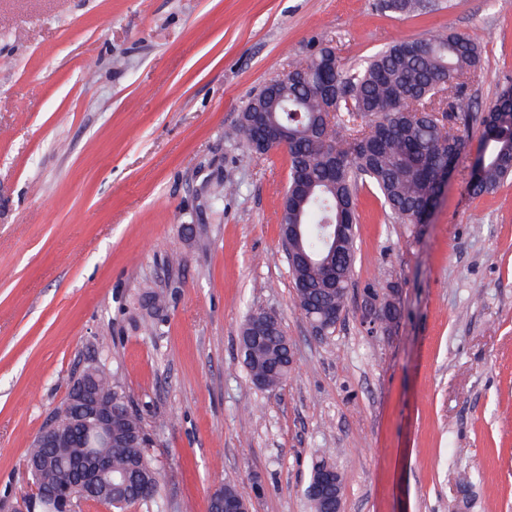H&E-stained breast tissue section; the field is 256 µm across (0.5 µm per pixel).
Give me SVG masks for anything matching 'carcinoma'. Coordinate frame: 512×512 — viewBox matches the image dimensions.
Returning a JSON list of instances; mask_svg holds the SVG:
<instances>
[{
    "label": "carcinoma",
    "mask_w": 512,
    "mask_h": 512,
    "mask_svg": "<svg viewBox=\"0 0 512 512\" xmlns=\"http://www.w3.org/2000/svg\"><path fill=\"white\" fill-rule=\"evenodd\" d=\"M381 9L408 15L425 7L423 0H381ZM479 46L462 33L443 32L426 39H395L358 68L343 67L335 48L326 45L296 63L288 74L275 78L250 97L243 112L261 110L288 127L290 173L282 205L281 224H304L299 240L283 250L298 261L290 266L301 299L326 300L325 271L306 258L327 248V224H347L346 246L336 259V281L348 287L355 264L357 192L369 185L384 210L404 224L421 223L425 207L439 191L438 173L458 162L465 145L461 129L470 115L462 101L469 84L479 77ZM336 89L331 109L325 108L326 90ZM482 133L466 189L472 195L488 193L512 178V86L503 88L480 116ZM251 379L269 375L268 388L278 386L289 372L288 348L283 336L266 337L244 355ZM95 383L112 396V407L122 412L112 424V473L125 476L124 486L112 492L87 491L66 479L67 468L31 472L32 485L52 493L72 484V503L94 500L112 512L139 504L147 512H164L160 472L148 455L152 443L139 411L118 370L105 364L93 368ZM55 416L74 426L75 448H59L66 460L93 452L84 447L79 405L67 400Z\"/></svg>",
    "instance_id": "cac0c4a2"
}]
</instances>
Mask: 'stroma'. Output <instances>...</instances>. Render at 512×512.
Listing matches in <instances>:
<instances>
[{"label": "stroma", "instance_id": "stroma-1", "mask_svg": "<svg viewBox=\"0 0 512 512\" xmlns=\"http://www.w3.org/2000/svg\"><path fill=\"white\" fill-rule=\"evenodd\" d=\"M0 0V500L88 365L120 368L151 434L165 512H207L235 479L252 512H312V464L342 512H512V181L469 196L456 170L429 223L368 188L335 330L314 335L281 248L286 149L251 153L249 97L319 45L353 68L396 38L483 50L480 111L512 84V0ZM396 288L401 318L365 307ZM161 294L157 317L140 296ZM275 313L279 388L239 337ZM286 346L283 336L275 330L273 336H267L252 351L244 354V360L253 383L255 379L267 373L270 374V383L265 389H272L287 379L290 366L288 356L293 362V347L290 341L286 343ZM255 384L260 385L261 381L256 380Z\"/></svg>", "mask_w": 512, "mask_h": 512}]
</instances>
